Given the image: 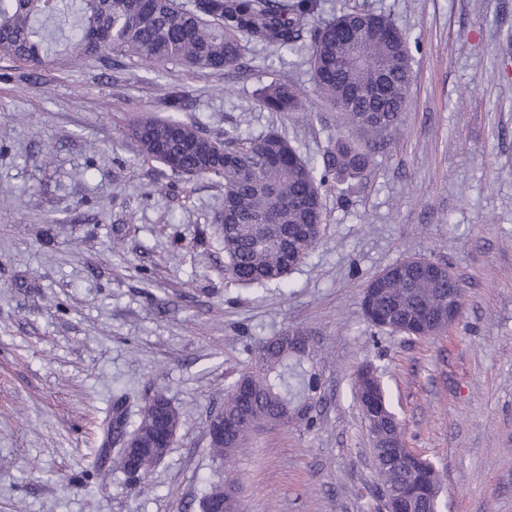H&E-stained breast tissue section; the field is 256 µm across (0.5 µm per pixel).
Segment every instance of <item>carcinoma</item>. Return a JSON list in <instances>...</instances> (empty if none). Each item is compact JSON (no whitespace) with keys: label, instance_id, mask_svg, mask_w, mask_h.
Instances as JSON below:
<instances>
[{"label":"carcinoma","instance_id":"1","mask_svg":"<svg viewBox=\"0 0 512 512\" xmlns=\"http://www.w3.org/2000/svg\"><path fill=\"white\" fill-rule=\"evenodd\" d=\"M323 0H0V60L36 74L43 66H75L86 59L111 62L126 58L147 70L175 63L188 73L222 75L241 68L246 55L260 48L276 53L309 46L306 63L314 91L341 115L345 132L336 136L322 162L303 157L277 132L245 137L235 129L220 136L171 113L184 105L179 91L169 93L168 117L143 113L126 134L139 155L174 174L223 180L224 215L218 233L224 245V270L243 286L285 284L288 274L316 247L323 231L322 189L364 172L373 162L371 145L398 129L408 107L413 77L409 35L383 13L360 0L317 25ZM52 20L67 31L72 51L61 59L44 28ZM269 112H304V92L271 82L259 91ZM370 288L379 289L366 319L376 328L408 336L438 327L452 288L448 268L425 259H408L381 271ZM309 337L300 330L260 341L248 371L232 381L224 395V446L212 448L226 462L261 428L295 421L293 404L312 400L318 378L305 367ZM354 393L373 397L383 409L382 426L362 410L376 440L395 431L378 368L363 364L353 378ZM123 392L113 401L111 427L116 435L148 427L178 430V410L162 394L144 405L128 428ZM380 488L390 490L418 473L422 486L440 481L429 461L409 448H374ZM235 491L232 481L210 488L205 504ZM410 512H441V500L422 492Z\"/></svg>","mask_w":512,"mask_h":512}]
</instances>
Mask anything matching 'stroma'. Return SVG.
I'll use <instances>...</instances> for the list:
<instances>
[{
    "label": "stroma",
    "instance_id": "obj_1",
    "mask_svg": "<svg viewBox=\"0 0 512 512\" xmlns=\"http://www.w3.org/2000/svg\"><path fill=\"white\" fill-rule=\"evenodd\" d=\"M410 33L399 130L362 175L323 190L324 231L286 285L224 272L209 176L161 175L125 119L181 89L182 120L217 134L275 131L321 158L339 117L301 53L247 56L244 74L105 68L38 78L0 60V512H201L233 472L243 512H377L372 440L354 398L372 362L407 447L444 476V512H512V0H362ZM278 79L308 110L260 107ZM447 264L462 313L436 336L373 328L368 282L407 258ZM306 331L322 401L313 427L267 428L231 462L205 422L259 341ZM163 393L178 438L141 481L103 421L116 390Z\"/></svg>",
    "mask_w": 512,
    "mask_h": 512
}]
</instances>
